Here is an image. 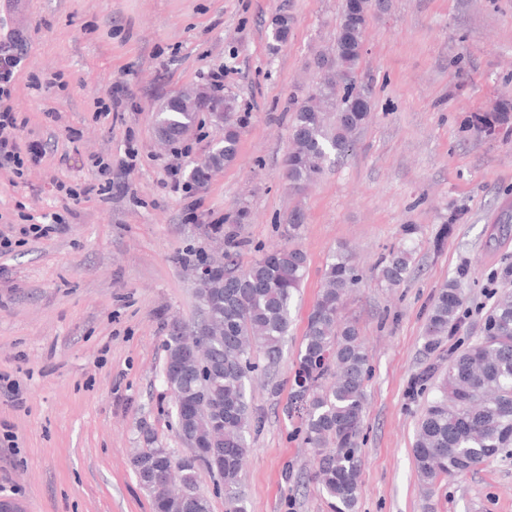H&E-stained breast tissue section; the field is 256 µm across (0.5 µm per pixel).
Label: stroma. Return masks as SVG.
<instances>
[{
    "label": "stroma",
    "mask_w": 512,
    "mask_h": 512,
    "mask_svg": "<svg viewBox=\"0 0 512 512\" xmlns=\"http://www.w3.org/2000/svg\"><path fill=\"white\" fill-rule=\"evenodd\" d=\"M343 2L25 0L12 97L21 140L41 142L46 154L27 162L20 179L0 168V231L54 215L67 230L0 255V384H19L23 400L14 405L0 387V501L20 512H153L133 449L148 432L154 447L189 454L163 381L173 322L201 318L183 262L199 250L221 257L209 227L244 204L249 220L233 227L239 265L285 242L296 210L307 256L283 359L248 386L261 421L242 472L248 512H331L288 406L325 265L343 246L363 279L341 315L359 327L371 368L354 512H512V448L430 495L412 455L436 387L418 377L430 368L444 375L449 354L479 340L494 302L486 283L512 262V237L489 238L493 212L512 188V135L480 140L465 129L475 113L512 99V0H389L374 13L361 64L371 116L352 151L331 158L317 183L295 195L282 176L288 102L305 99L313 59L332 44ZM281 15L293 27L275 48L269 34ZM218 68L238 103V153L199 189L189 173L221 129L203 114L187 137L164 145L155 113ZM116 81L134 97L118 115L100 117L96 103ZM97 155L111 158L123 190L107 201L67 199L58 184H93ZM451 217L453 231L435 249ZM407 224L419 227L412 271L391 288L380 261ZM456 276L462 322L427 351V310Z\"/></svg>",
    "instance_id": "obj_1"
}]
</instances>
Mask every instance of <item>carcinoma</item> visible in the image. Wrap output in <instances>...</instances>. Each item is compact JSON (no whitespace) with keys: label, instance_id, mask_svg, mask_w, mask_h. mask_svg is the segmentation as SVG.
<instances>
[{"label":"carcinoma","instance_id":"1","mask_svg":"<svg viewBox=\"0 0 512 512\" xmlns=\"http://www.w3.org/2000/svg\"><path fill=\"white\" fill-rule=\"evenodd\" d=\"M375 13V0H345L333 46L314 59L317 72L307 98L293 104L291 147L285 161L289 188L301 192L313 184L330 152L349 150L353 133L368 120L370 91L359 79L365 52V31ZM291 18L280 15L271 29L273 47L288 42ZM202 89L193 88L168 99L157 115L167 123L169 142L186 136L204 112ZM237 109L224 111V135L190 173L200 187L236 157L240 131ZM466 129L484 138L512 134V100L500 101L493 111L468 120ZM303 217L294 211L288 224V242L275 245L244 269L232 249L240 246L232 231L213 226L224 235V258L212 261L203 252L193 265H211L210 279L196 282L200 334L173 325L164 344V384L173 403L189 408L182 433L197 441L195 458L176 470L173 490L153 496L154 512H210L209 499L198 493L192 473L203 466L224 492L226 512H246L240 490L252 416L246 382L258 369L276 367L288 334L290 308L306 272V255L296 244ZM495 238L512 236V202L496 216ZM417 227L404 228L405 242L383 258L381 277L390 287L405 281L413 256L410 244ZM323 289L308 317L303 349L294 375V398L307 403L302 432L317 453L316 478L332 512H353L361 475L358 440L365 408L369 358L353 322L339 317L344 296L360 282L350 256L339 251L327 264ZM463 305L461 280L452 278L434 297L425 328L424 348L435 351L442 338L455 332ZM200 355L198 365L180 374L172 370L190 349ZM512 448V291L496 296L486 313L483 336L448 359V373L438 386L419 423L413 446L415 465L427 489L441 479L462 476ZM171 453L144 448L133 464L152 463L163 469Z\"/></svg>","mask_w":512,"mask_h":512}]
</instances>
